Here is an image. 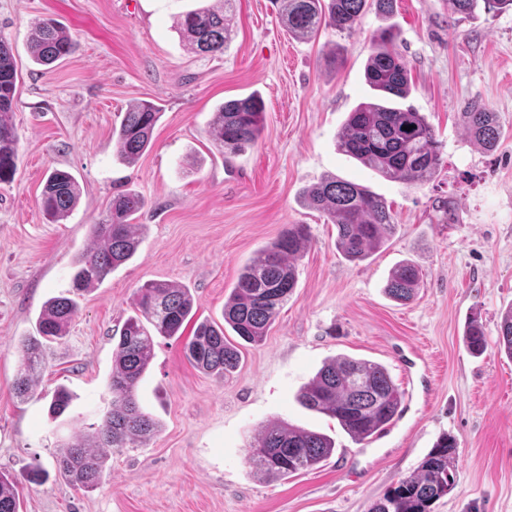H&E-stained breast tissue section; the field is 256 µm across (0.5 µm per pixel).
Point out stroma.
<instances>
[{
    "label": "stroma",
    "mask_w": 512,
    "mask_h": 512,
    "mask_svg": "<svg viewBox=\"0 0 512 512\" xmlns=\"http://www.w3.org/2000/svg\"><path fill=\"white\" fill-rule=\"evenodd\" d=\"M201 5L0 0V38L18 74L16 172L0 183V471L18 483L22 512H367L446 433L457 440L456 484L433 512H512V358L498 345L512 307V12L460 20L449 0H396L392 15L370 4L352 31L324 27L299 40L283 28L278 0H235L224 51L211 55L189 49L176 26ZM46 17L77 44L49 69L33 63L28 42ZM386 26L409 71L406 103L442 144L437 173L418 184L382 177L336 146L349 112L373 98L364 67ZM252 93L265 104L261 135L224 157L208 136L214 113ZM143 100L162 115L129 165L116 132ZM475 104L497 114L493 151L465 128ZM55 168L75 176L81 198L54 224L39 199ZM327 176L365 185L391 208L396 234L362 262L346 260L335 225L301 202ZM126 189L146 200L136 253L79 298L30 397H16L21 340L47 300L68 295L93 225ZM291 224L306 225L309 242L265 340L231 336L240 364L222 376L191 366L182 340L157 338L138 399L158 432L143 447L113 449L95 490L62 481L59 443L88 432L112 400V351L136 290L172 282L189 289L197 319L222 321L242 268ZM402 261L421 278L406 304L385 291ZM472 320L486 338L478 356L463 340ZM339 356L383 365L404 394L399 417L362 442L298 401ZM60 387L71 402L56 417L49 404ZM273 422L326 434L336 450L288 478L257 475L247 450Z\"/></svg>",
    "instance_id": "35a3bbf8"
}]
</instances>
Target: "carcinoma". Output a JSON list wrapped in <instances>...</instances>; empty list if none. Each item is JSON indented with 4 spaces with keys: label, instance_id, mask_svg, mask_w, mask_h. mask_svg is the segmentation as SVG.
Returning <instances> with one entry per match:
<instances>
[{
    "label": "carcinoma",
    "instance_id": "carcinoma-1",
    "mask_svg": "<svg viewBox=\"0 0 512 512\" xmlns=\"http://www.w3.org/2000/svg\"><path fill=\"white\" fill-rule=\"evenodd\" d=\"M233 2L222 0L219 6H203L180 16L179 31L192 49L224 53L230 34L227 14ZM283 2L281 20L288 33L312 39L324 26L352 30L369 2L381 14L391 15L396 0ZM450 3L453 12L464 17L474 15L481 7L494 14L512 10V0ZM394 41L389 27L372 38L364 80L376 97L349 113L338 133L337 146L384 177L422 183L431 179L441 164V143L421 113L397 105L409 95L410 78ZM29 48L37 64L49 66L71 55L75 43L67 31L46 18L31 26ZM17 78L11 48L0 38V182L10 181L16 170L17 135L11 113ZM264 112V102L257 95L228 100L214 113L209 136L222 154L237 155L259 138ZM160 115V109L147 101H140L125 112L115 141L124 161L135 162L149 147ZM463 117L474 142L487 151L496 148L501 127L495 113L475 106ZM409 125L412 129L405 130ZM79 198L76 178L66 170L54 169L46 177L39 205L45 216L58 223L68 217ZM304 202L335 224L336 248L351 262L365 259L396 232L384 198L357 183L326 177L305 191ZM145 205V199L133 190H123L112 197L105 223L92 225L93 243L75 263V292L101 284L134 255L139 238L138 225L133 220ZM306 241L307 226L290 224L245 265L224 303V324L203 320L195 324L192 336L185 342L184 353L193 367L222 374L238 366L240 353L225 337L226 324L247 343L264 340L279 308L296 288L295 261ZM419 282L418 269L402 262L392 269L387 292L391 298L406 302L415 296ZM136 307L137 314L125 321L112 352L108 381L111 407L94 431L62 443L56 456L58 475L85 491L101 484L112 449L137 448L158 432V423L137 402V385L154 357L155 337L183 336L185 325L195 316L188 289L162 280L149 281L138 288ZM76 310L77 303L70 297H53L46 302L37 320V335L21 343L17 394L27 395L36 384L45 366L44 342L66 336ZM466 341L473 353H482L486 344L482 327L470 324ZM500 343L512 357V309L501 322ZM402 400L403 393L383 366L345 356L326 362L299 394L306 409L337 420L347 435L359 442L383 430L399 414ZM69 403V392L59 387L52 396L50 411L60 415ZM335 450V442L321 433L280 424L264 429L259 441L248 449L246 460L256 473L290 477L317 466ZM457 451L455 437H441L416 472L389 488L369 506L368 512H432V505L454 489ZM19 507V488L11 477L0 472V512H19Z\"/></svg>",
    "mask_w": 512,
    "mask_h": 512
}]
</instances>
